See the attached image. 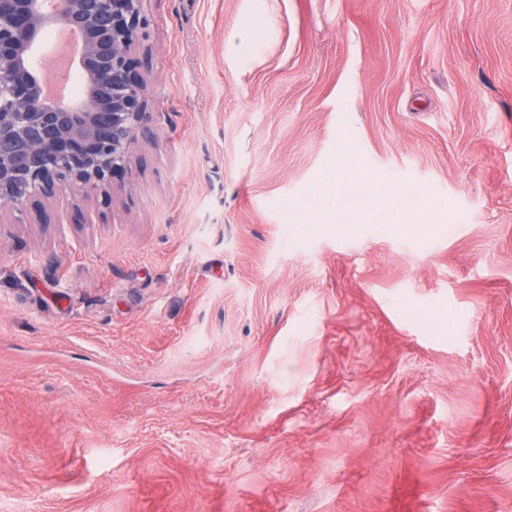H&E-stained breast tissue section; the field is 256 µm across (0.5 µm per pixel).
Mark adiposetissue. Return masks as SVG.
Here are the masks:
<instances>
[{
  "label": "adipose tissue",
  "instance_id": "ef3b65f1",
  "mask_svg": "<svg viewBox=\"0 0 512 512\" xmlns=\"http://www.w3.org/2000/svg\"><path fill=\"white\" fill-rule=\"evenodd\" d=\"M418 194L398 195L379 181L357 178L356 161L351 151H344L323 187L314 189L299 209L302 221L328 217L338 224L355 222L365 216L375 222H388L392 212L419 210Z\"/></svg>",
  "mask_w": 512,
  "mask_h": 512
}]
</instances>
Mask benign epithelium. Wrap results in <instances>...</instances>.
<instances>
[{
	"label": "benign epithelium",
	"mask_w": 512,
	"mask_h": 512,
	"mask_svg": "<svg viewBox=\"0 0 512 512\" xmlns=\"http://www.w3.org/2000/svg\"><path fill=\"white\" fill-rule=\"evenodd\" d=\"M0 0V203L31 206L64 187L112 196L148 113L141 68L148 53L144 0ZM76 30L78 67L92 90L74 101L41 97L43 77L26 60L44 31Z\"/></svg>",
	"instance_id": "1"
}]
</instances>
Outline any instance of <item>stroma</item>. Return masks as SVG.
Returning <instances> with one entry per match:
<instances>
[{
	"label": "stroma",
	"mask_w": 512,
	"mask_h": 512,
	"mask_svg": "<svg viewBox=\"0 0 512 512\" xmlns=\"http://www.w3.org/2000/svg\"><path fill=\"white\" fill-rule=\"evenodd\" d=\"M144 10L122 190L0 212V512H512V0ZM346 148L429 210L297 223Z\"/></svg>",
	"instance_id": "35a3bbf8"
}]
</instances>
